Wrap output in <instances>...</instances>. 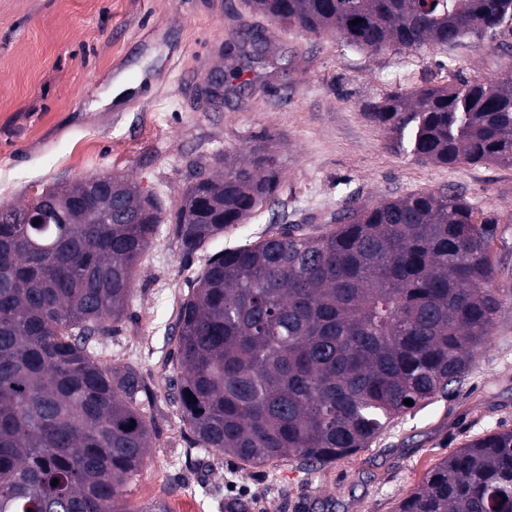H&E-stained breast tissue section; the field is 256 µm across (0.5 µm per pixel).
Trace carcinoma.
Listing matches in <instances>:
<instances>
[{
  "mask_svg": "<svg viewBox=\"0 0 512 512\" xmlns=\"http://www.w3.org/2000/svg\"><path fill=\"white\" fill-rule=\"evenodd\" d=\"M251 3L372 52L445 47L512 17V0ZM269 52L259 34L224 42L228 61ZM369 117L420 163L512 167V78L399 89ZM251 154L224 156L216 175L187 185L174 230L184 254L277 198V155L266 144ZM37 215L47 223H31ZM159 223L151 194L110 174L43 190L27 207L0 204V512H170L158 500L128 507L156 437L151 390L98 356ZM496 229L463 197L423 192L214 253L172 332L167 400L187 446L252 466L326 464L369 447L411 410L404 400L461 385L504 304ZM396 512H512V429L444 458Z\"/></svg>",
  "mask_w": 512,
  "mask_h": 512,
  "instance_id": "1",
  "label": "carcinoma"
}]
</instances>
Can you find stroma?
<instances>
[{
  "mask_svg": "<svg viewBox=\"0 0 512 512\" xmlns=\"http://www.w3.org/2000/svg\"><path fill=\"white\" fill-rule=\"evenodd\" d=\"M261 30L274 63L243 62L235 91L195 111L191 83L224 64L205 56L202 32ZM151 72L144 97L105 104L120 73ZM512 77V23L495 37L435 50L369 52L334 34L313 36L252 12L247 0H0V203L22 206L53 184L119 175L153 194L160 211L140 260L127 316L103 360L136 368L155 389L159 436L131 488V505L164 500L170 512H395L425 473L469 441L512 429V296L463 385L392 421L371 447L322 468L295 459L255 468L187 448L165 399L170 327L212 254L184 256L171 217L214 157L245 158L265 143L279 155L281 186L221 244L257 240L281 224L323 226L350 202L417 192L454 193L478 216L498 218V286L512 287V168L440 166L389 150L368 117L392 90L446 85L457 75Z\"/></svg>",
  "mask_w": 512,
  "mask_h": 512,
  "instance_id": "35a3bbf8",
  "label": "stroma"
}]
</instances>
